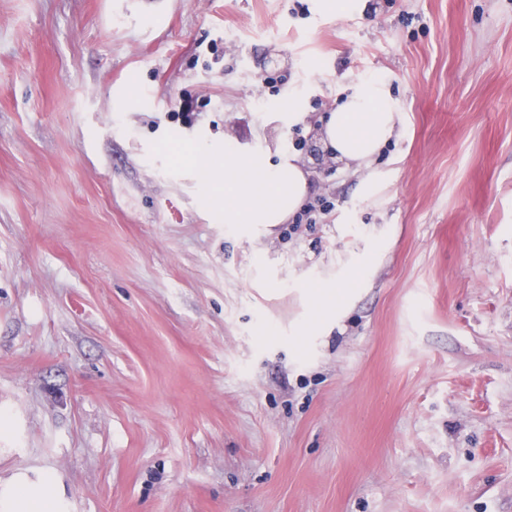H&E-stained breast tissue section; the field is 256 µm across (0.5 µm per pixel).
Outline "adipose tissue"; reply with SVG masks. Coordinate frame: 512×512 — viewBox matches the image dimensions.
I'll list each match as a JSON object with an SVG mask.
<instances>
[{
	"instance_id": "ef3b65f1",
	"label": "adipose tissue",
	"mask_w": 512,
	"mask_h": 512,
	"mask_svg": "<svg viewBox=\"0 0 512 512\" xmlns=\"http://www.w3.org/2000/svg\"><path fill=\"white\" fill-rule=\"evenodd\" d=\"M401 105L388 91L383 79L369 77L357 82L347 100L320 120L322 143L336 159L366 171L368 181L379 175L371 164L383 145L399 132ZM229 162L216 163L218 152L207 149L212 162L207 172L211 181L224 185L223 195H208L207 202L223 212L228 224L286 223L301 208L310 189L309 171L297 154L288 152L272 163L262 152L238 149L225 143ZM51 477L30 480L16 475L0 484L6 507L13 512H59V498L50 489Z\"/></svg>"
}]
</instances>
